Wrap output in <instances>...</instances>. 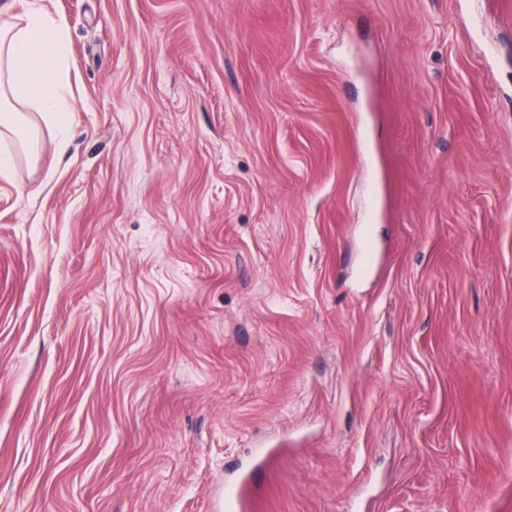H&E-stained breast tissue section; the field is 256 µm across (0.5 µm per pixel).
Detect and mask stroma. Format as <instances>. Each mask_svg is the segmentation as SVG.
Returning <instances> with one entry per match:
<instances>
[{
  "label": "stroma",
  "mask_w": 512,
  "mask_h": 512,
  "mask_svg": "<svg viewBox=\"0 0 512 512\" xmlns=\"http://www.w3.org/2000/svg\"><path fill=\"white\" fill-rule=\"evenodd\" d=\"M27 4L0 512H512V0ZM66 48L65 22L42 8L0 26V138L27 142L41 132L27 116L29 108L42 115L50 136L62 112H77L64 79Z\"/></svg>",
  "instance_id": "35a3bbf8"
}]
</instances>
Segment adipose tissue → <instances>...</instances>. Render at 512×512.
I'll return each mask as SVG.
<instances>
[{"mask_svg": "<svg viewBox=\"0 0 512 512\" xmlns=\"http://www.w3.org/2000/svg\"><path fill=\"white\" fill-rule=\"evenodd\" d=\"M66 48L64 21L44 9L0 26V136L26 142L42 130L55 134L60 115L74 111L64 79ZM31 109L42 115L44 128L32 125Z\"/></svg>", "mask_w": 512, "mask_h": 512, "instance_id": "ef3b65f1", "label": "adipose tissue"}]
</instances>
